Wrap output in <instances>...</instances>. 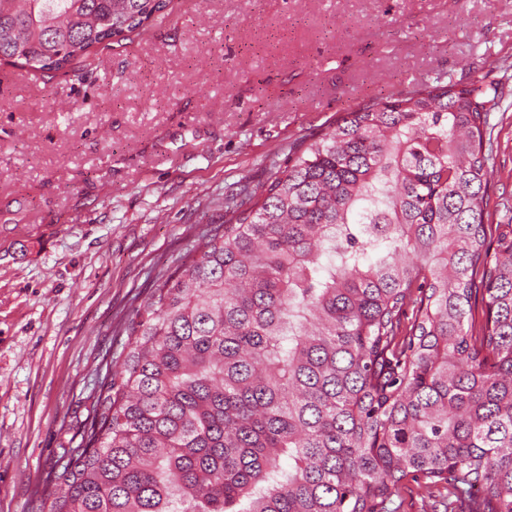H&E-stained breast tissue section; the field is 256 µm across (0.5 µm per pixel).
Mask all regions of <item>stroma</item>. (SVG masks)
Listing matches in <instances>:
<instances>
[{
    "label": "stroma",
    "instance_id": "obj_1",
    "mask_svg": "<svg viewBox=\"0 0 512 512\" xmlns=\"http://www.w3.org/2000/svg\"><path fill=\"white\" fill-rule=\"evenodd\" d=\"M512 72V0H170L53 78L0 65V512H37L154 275L224 187L363 100ZM485 222L512 210V79ZM394 512H448L406 481Z\"/></svg>",
    "mask_w": 512,
    "mask_h": 512
}]
</instances>
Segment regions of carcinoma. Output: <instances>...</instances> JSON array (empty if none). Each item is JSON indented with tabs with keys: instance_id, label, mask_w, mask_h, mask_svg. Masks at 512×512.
Here are the masks:
<instances>
[{
	"instance_id": "1",
	"label": "carcinoma",
	"mask_w": 512,
	"mask_h": 512,
	"mask_svg": "<svg viewBox=\"0 0 512 512\" xmlns=\"http://www.w3.org/2000/svg\"><path fill=\"white\" fill-rule=\"evenodd\" d=\"M169 2L0 0V61L59 72ZM499 91L422 80L228 187L124 328L50 512H389L408 479L512 512V220L484 224Z\"/></svg>"
}]
</instances>
